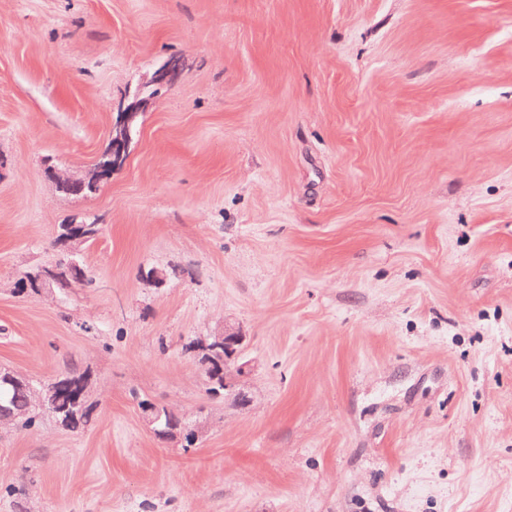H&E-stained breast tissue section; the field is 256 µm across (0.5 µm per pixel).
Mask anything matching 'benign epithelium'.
Returning <instances> with one entry per match:
<instances>
[{
    "label": "benign epithelium",
    "instance_id": "7a95c632",
    "mask_svg": "<svg viewBox=\"0 0 512 512\" xmlns=\"http://www.w3.org/2000/svg\"><path fill=\"white\" fill-rule=\"evenodd\" d=\"M181 67L180 60L170 58L155 70L149 85L157 87H169L173 84ZM147 104V98L143 97L142 89L138 88L128 103H120L112 119V136L107 149L98 157L91 173L85 178L79 179L63 171L54 172V178L61 187H80L82 189L95 190L101 183L112 178V173L121 168L129 155L133 135L136 132L138 119ZM64 280V275L55 267L44 266L35 281V287L41 289L52 282ZM247 336L243 330L228 322L224 323V329L216 331L209 336L196 339L186 346V351L197 359L201 354H210L219 349L224 350V391L234 398L240 406H248L251 397L246 392L241 381L252 371V361L245 358V343ZM142 418L146 426L156 436L165 441L183 442L185 437L199 441L208 432V422L202 418H196L188 423L177 426H161L162 412L155 404L145 406Z\"/></svg>",
    "mask_w": 512,
    "mask_h": 512
}]
</instances>
